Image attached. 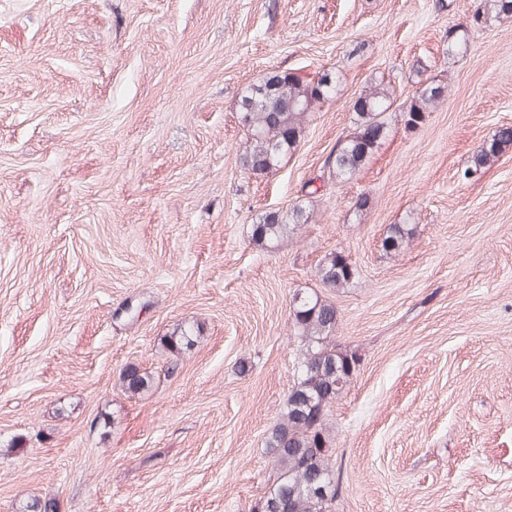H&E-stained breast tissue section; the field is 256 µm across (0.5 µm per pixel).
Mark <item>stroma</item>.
Listing matches in <instances>:
<instances>
[{
  "instance_id": "stroma-1",
  "label": "stroma",
  "mask_w": 512,
  "mask_h": 512,
  "mask_svg": "<svg viewBox=\"0 0 512 512\" xmlns=\"http://www.w3.org/2000/svg\"><path fill=\"white\" fill-rule=\"evenodd\" d=\"M478 3L0 0V512H253L300 292L361 358L326 415L336 512H512V146L458 178L512 124V19L470 28ZM272 70L336 95L257 176L237 101ZM435 79L423 124L393 111L361 172L304 197L370 81L401 107ZM300 201L309 223L253 244ZM392 224L415 232L390 258ZM334 250L359 269L337 292ZM180 324L200 338L169 373ZM131 365L155 377L134 397ZM498 128L494 134L488 139L482 147L474 154L470 166L465 168L461 174V178L469 180L472 176L477 175L482 169L493 164L506 146L512 145V129ZM309 214L299 204L287 210H272L252 224L251 239L261 247H272L284 237H288L300 224H306ZM358 275V269L342 251H332L324 256L317 269V276L326 288L340 289L349 285Z\"/></svg>"
}]
</instances>
